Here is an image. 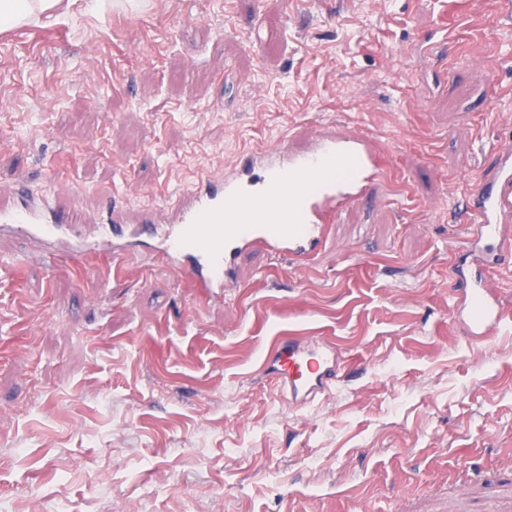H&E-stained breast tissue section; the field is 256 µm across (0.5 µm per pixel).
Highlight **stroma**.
<instances>
[{
	"label": "stroma",
	"instance_id": "1",
	"mask_svg": "<svg viewBox=\"0 0 512 512\" xmlns=\"http://www.w3.org/2000/svg\"><path fill=\"white\" fill-rule=\"evenodd\" d=\"M377 130L391 169L303 268L209 301L144 249L0 237V512H512V319L465 336L448 211L512 148L497 0H112L0 32V200L99 223L241 151ZM303 328L351 363L304 410L255 374Z\"/></svg>",
	"mask_w": 512,
	"mask_h": 512
}]
</instances>
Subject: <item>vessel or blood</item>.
<instances>
[{
	"instance_id": "obj_1",
	"label": "vessel or blood",
	"mask_w": 512,
	"mask_h": 512,
	"mask_svg": "<svg viewBox=\"0 0 512 512\" xmlns=\"http://www.w3.org/2000/svg\"><path fill=\"white\" fill-rule=\"evenodd\" d=\"M378 135L367 130L324 131L311 146L290 150L287 144L243 153L230 176L204 175L166 206L167 219L140 215L128 223L120 206L105 221L126 225V235H84L71 217L55 213L48 198L34 197L16 185V201L0 205V227L10 234L57 252L93 251L113 258L134 248L162 255L175 273L194 280L207 299L223 298L236 283L240 255L262 245L271 255L303 264L327 243L328 213L365 200L368 186L386 177L388 165L378 151ZM465 249L471 271L454 269L453 288L463 293L465 333L477 339L496 335L506 315L482 274L501 265L512 252V152L498 154L492 180L474 184L463 202ZM254 215L251 224L226 223L228 213ZM346 368L336 343L299 330L269 337L261 351V371L272 378L279 395L294 408L309 406L335 386Z\"/></svg>"
}]
</instances>
